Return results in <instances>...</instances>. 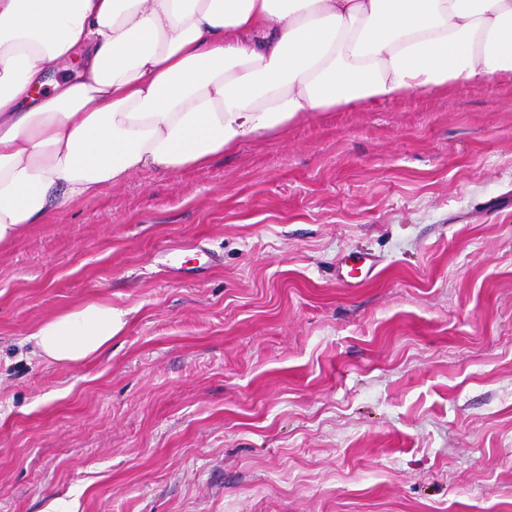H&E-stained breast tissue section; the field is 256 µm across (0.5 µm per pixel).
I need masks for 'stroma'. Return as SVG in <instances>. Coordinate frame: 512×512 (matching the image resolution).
I'll list each match as a JSON object with an SVG mask.
<instances>
[{"label":"stroma","mask_w":512,"mask_h":512,"mask_svg":"<svg viewBox=\"0 0 512 512\" xmlns=\"http://www.w3.org/2000/svg\"><path fill=\"white\" fill-rule=\"evenodd\" d=\"M88 301L128 313L111 349L36 356ZM0 512H512V79L305 117L0 246Z\"/></svg>","instance_id":"1"}]
</instances>
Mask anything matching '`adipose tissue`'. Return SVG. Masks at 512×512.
Wrapping results in <instances>:
<instances>
[{"label": "adipose tissue", "instance_id": "adipose-tissue-1", "mask_svg": "<svg viewBox=\"0 0 512 512\" xmlns=\"http://www.w3.org/2000/svg\"><path fill=\"white\" fill-rule=\"evenodd\" d=\"M74 57L77 77L43 94ZM510 76L512 0H0V245L307 114ZM125 325L91 301L31 339L76 365Z\"/></svg>", "mask_w": 512, "mask_h": 512}]
</instances>
